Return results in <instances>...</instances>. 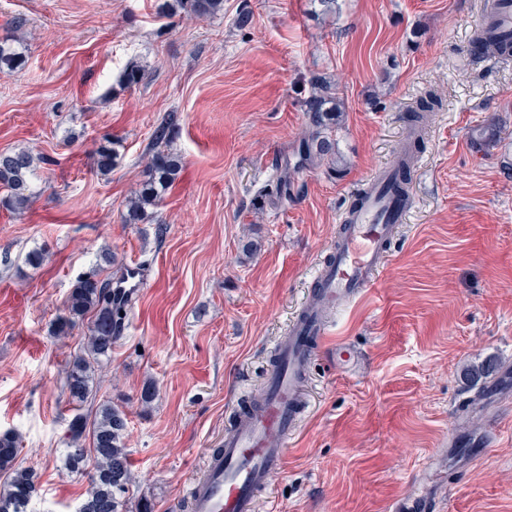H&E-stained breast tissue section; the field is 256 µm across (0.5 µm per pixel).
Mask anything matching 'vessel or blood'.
Wrapping results in <instances>:
<instances>
[{"label": "vessel or blood", "mask_w": 512, "mask_h": 512, "mask_svg": "<svg viewBox=\"0 0 512 512\" xmlns=\"http://www.w3.org/2000/svg\"><path fill=\"white\" fill-rule=\"evenodd\" d=\"M493 21L498 34L512 38V0H493ZM394 169L391 163L378 168L356 206L341 217L332 260L315 271L301 313L278 338L277 363L262 393L234 405L233 427L220 448L204 455L187 487L186 512H257L271 475L286 462L306 405V369L331 333L325 308L376 286L391 258L394 229L406 221L407 206L383 191Z\"/></svg>", "instance_id": "b4317fda"}]
</instances>
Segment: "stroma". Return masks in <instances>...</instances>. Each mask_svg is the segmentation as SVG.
<instances>
[{
    "label": "stroma",
    "mask_w": 512,
    "mask_h": 512,
    "mask_svg": "<svg viewBox=\"0 0 512 512\" xmlns=\"http://www.w3.org/2000/svg\"><path fill=\"white\" fill-rule=\"evenodd\" d=\"M161 2L0 0V38L23 36L22 66L0 72V150L49 158L26 208L0 206V432L20 435L17 463L37 473L27 512H75L89 489L64 461L63 383L84 332L51 327L99 252L144 278L95 396L127 414L122 512H178L232 405L261 390L352 194L394 158L432 90L442 105L393 261L377 288L328 315L333 340L363 361L340 371L314 356L310 413L263 498L275 512H388L396 498L512 512V58L468 54L486 0H338L328 14L318 0H224L205 19L162 16ZM133 62L144 79L128 87ZM316 76L343 103L338 161L298 167L282 199L267 188L297 167ZM171 112L181 170L155 223H126ZM106 136L118 158L104 176ZM489 358L493 375L465 377Z\"/></svg>",
    "instance_id": "1"
}]
</instances>
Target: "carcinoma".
Segmentation results:
<instances>
[{"mask_svg":"<svg viewBox=\"0 0 512 512\" xmlns=\"http://www.w3.org/2000/svg\"><path fill=\"white\" fill-rule=\"evenodd\" d=\"M171 7L187 10L200 19L219 13L224 8V0H175ZM472 49L487 58L505 54L512 56V40L501 38L491 27L481 36L475 35ZM18 64L19 56L12 45L0 41V71L5 68L13 70ZM441 105V97L434 91L420 99L411 126L414 134L407 143L408 155H414L421 145L422 136L416 131ZM304 112L308 125L304 157L309 160L336 155L332 131L341 113V104L331 95L327 81L319 77L314 79L313 92L304 101ZM176 127L177 117L170 113L162 118L153 132L146 162L148 180L128 201L131 221L150 218L178 175L179 160L162 150L172 140ZM97 154L98 169L105 175L116 161L112 141L100 145ZM46 161L47 157L28 148L0 151V187L7 190V195L0 199V205L10 210L26 207L35 195L31 182L33 172L38 164ZM409 171L408 164L396 169L384 190L410 200ZM132 304L131 294L120 298L114 295L110 276L101 279L92 274L76 280L66 299L65 313L55 323V332L59 336L76 328L85 331L86 346L83 352L69 361L64 379L63 391L70 403L80 405L87 401L98 371L111 360L112 345L123 336ZM125 430L126 414L112 405L102 406L91 422L81 413L68 421L66 461L72 470L86 473L90 483L77 512H120L122 498L131 482L124 444ZM87 439L91 440L89 446L85 445ZM19 449L18 434L9 430L0 433V471L8 473L7 490L0 493V512H25V505L35 490L33 471L15 466Z\"/></svg>","mask_w":512,"mask_h":512,"instance_id":"1","label":"carcinoma"}]
</instances>
